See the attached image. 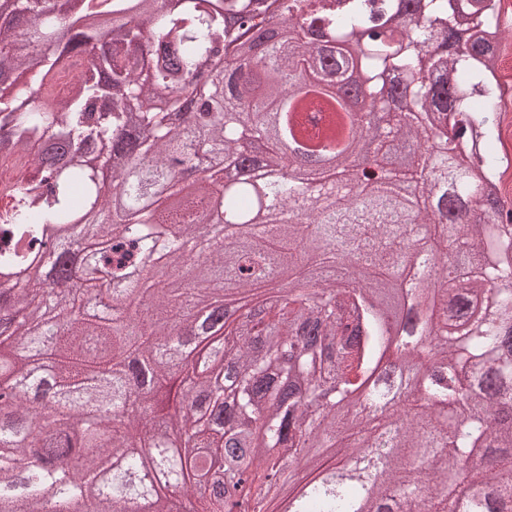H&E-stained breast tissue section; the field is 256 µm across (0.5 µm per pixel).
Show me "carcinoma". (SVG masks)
I'll use <instances>...</instances> for the list:
<instances>
[{
    "label": "carcinoma",
    "instance_id": "1",
    "mask_svg": "<svg viewBox=\"0 0 512 512\" xmlns=\"http://www.w3.org/2000/svg\"><path fill=\"white\" fill-rule=\"evenodd\" d=\"M84 0L107 36L66 17L57 0H0V157L26 159L22 180H0V385L34 382L40 397L0 395V512H130L155 481L185 472L249 476L198 498L195 512H512V223L495 195L508 170L498 115L507 82L498 66L505 0ZM281 71L310 82L288 91L263 67L239 91L213 68L228 45L254 52L271 27ZM36 66L43 103L9 82ZM69 78L67 91H56ZM355 80L359 111L333 98L343 189L283 177L266 148L244 167L240 142L270 143L269 114ZM416 142L412 164L360 181L347 149L384 158L388 140ZM64 145V164L38 149ZM213 160L194 173L190 144ZM112 169V197L99 169ZM184 202L178 212L172 203ZM236 215L220 235L197 227L213 209ZM424 266L449 265L440 304L393 333L388 283L407 288V245ZM197 257L245 301L249 320L224 324L235 356L214 353L193 375L169 367L174 318L224 306L209 280L176 288L142 276ZM136 302L128 324L78 311L99 274ZM288 295L255 306L248 292ZM441 337L432 367L395 401L379 374L392 350L413 363ZM149 459L131 452L158 415ZM487 451L483 463L474 454ZM309 470L302 488L287 466ZM108 470L110 478L99 474Z\"/></svg>",
    "mask_w": 512,
    "mask_h": 512
}]
</instances>
